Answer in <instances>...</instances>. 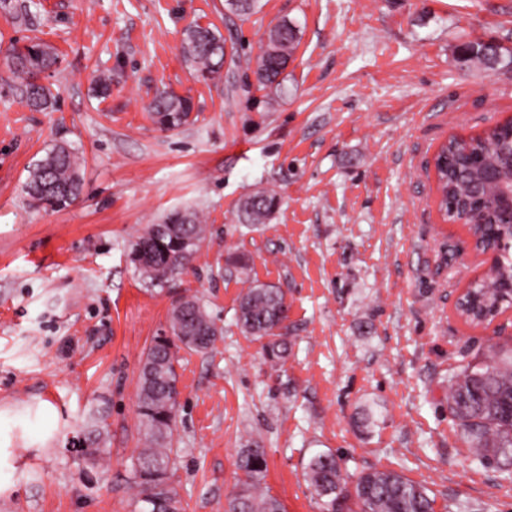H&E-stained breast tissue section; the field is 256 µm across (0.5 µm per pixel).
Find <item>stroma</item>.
<instances>
[{
	"label": "stroma",
	"mask_w": 512,
	"mask_h": 512,
	"mask_svg": "<svg viewBox=\"0 0 512 512\" xmlns=\"http://www.w3.org/2000/svg\"><path fill=\"white\" fill-rule=\"evenodd\" d=\"M15 2L0 0V512H136L141 360L185 295L223 333L208 351L178 352L183 512H224L252 441L285 512H318L305 467L321 452L352 479L404 474L435 512H512V484L472 461L448 408L450 365L512 339V310L489 325L459 316L488 263L443 220L428 167L450 136L512 116V65L459 58L470 41L512 47V0H259L241 16L224 0H34L33 28ZM285 20L300 44L273 100L245 62ZM192 25L225 32L219 79L185 64ZM33 42L58 54L39 76L58 95L52 112L30 110L6 66ZM162 90L191 97L188 124L151 120ZM58 143L79 156L83 190L45 209L25 183ZM269 189L271 219L240 223V200ZM185 209L206 241L181 273L146 284L133 244ZM232 253L248 266H229ZM253 281L286 296L284 363L237 324ZM98 435L106 453L92 462L81 451Z\"/></svg>",
	"instance_id": "1"
}]
</instances>
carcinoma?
I'll return each mask as SVG.
<instances>
[{"label": "carcinoma", "instance_id": "cac0c4a2", "mask_svg": "<svg viewBox=\"0 0 512 512\" xmlns=\"http://www.w3.org/2000/svg\"><path fill=\"white\" fill-rule=\"evenodd\" d=\"M224 36L200 25L190 26L183 40L184 61L204 78L218 76L224 66ZM299 45L296 26L283 21L269 28L255 74L261 85L282 89L288 62ZM463 59L486 69L512 64L507 48L478 42L466 46ZM57 55L45 44L15 50L8 67L21 79L20 92L34 110L51 111L56 95L38 83L40 73L56 64ZM149 110L164 130L185 125L192 112L187 96L162 91ZM512 142L495 131L480 138L455 139L440 146L435 156L438 210L442 217L468 227L475 249L485 251L503 241L499 261L485 276L468 286L466 307L460 315L471 323H491L507 309L504 284L512 281V233L497 224L503 190L512 187V163L506 154ZM37 205L62 207L82 189L79 163L73 150L58 144L35 163L26 185ZM279 199L273 191H257L243 198L238 219L244 224H264ZM207 237V227L191 210L175 211L160 224H149L137 238L132 254L136 268L150 284L167 281L183 270ZM242 332L253 340H267L265 357L273 362L288 356V302L273 285L254 284L242 294L237 310ZM172 337L186 349L204 352L221 334L205 305L193 296L176 302L169 315ZM170 337V338H172ZM170 338L158 336L142 360L137 392L139 428L146 447L130 457V473L138 490L140 512H182L177 488L171 480L177 451L172 436L178 407L177 375ZM448 407L474 460L512 465V344L495 343L463 359L448 372ZM268 468L265 449L252 442L240 449L238 490L228 500L226 512H284L282 502L261 489ZM310 487L320 500L321 512H342V501L352 499L359 512H434V499L422 485L395 471L369 470L348 483L334 454L313 456L306 470Z\"/></svg>", "mask_w": 512, "mask_h": 512}]
</instances>
